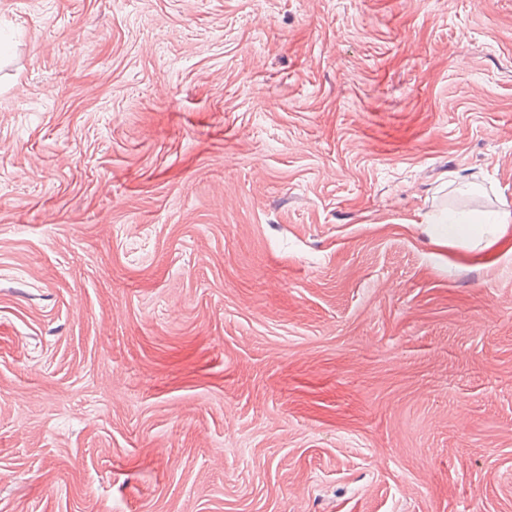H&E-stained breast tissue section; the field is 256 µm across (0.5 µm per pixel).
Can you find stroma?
<instances>
[{
    "mask_svg": "<svg viewBox=\"0 0 512 512\" xmlns=\"http://www.w3.org/2000/svg\"><path fill=\"white\" fill-rule=\"evenodd\" d=\"M512 0H0V512H512ZM441 221L448 220V225H460V224H485L487 226L500 225V224H511L512 223V211L509 210H497L492 212L490 217H483L479 214H471L468 216L458 215L454 212H448L440 218ZM485 222H472L482 221Z\"/></svg>",
    "mask_w": 512,
    "mask_h": 512,
    "instance_id": "1",
    "label": "stroma"
}]
</instances>
